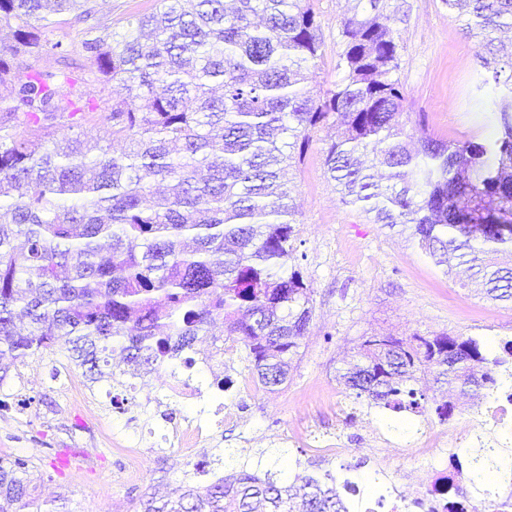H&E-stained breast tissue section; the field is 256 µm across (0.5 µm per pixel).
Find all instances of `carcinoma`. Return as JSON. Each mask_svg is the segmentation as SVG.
<instances>
[{"instance_id": "obj_1", "label": "carcinoma", "mask_w": 512, "mask_h": 512, "mask_svg": "<svg viewBox=\"0 0 512 512\" xmlns=\"http://www.w3.org/2000/svg\"><path fill=\"white\" fill-rule=\"evenodd\" d=\"M94 0H0V380L12 365L59 347L93 377L112 351L137 365L234 336L256 381L274 391L313 316L312 293L288 270L299 221L288 174L311 133L326 131L322 164L339 201L411 231L446 271L464 268L486 294L512 301V61L496 31L512 30V0H443L480 38L482 90L499 96L498 131L481 141L406 138L402 46L391 0H358L342 21L339 82L304 84L323 58L315 0H160L116 37L88 26L79 43L48 40L93 15ZM85 64L55 70L16 62L49 55ZM112 87L97 103L84 87ZM100 110L104 134L77 133ZM121 141L124 149L112 151ZM496 348L471 337H367L338 374L346 390L393 413H418L417 385L485 400L503 386ZM493 448L466 451L448 476L457 495L489 496ZM351 467L291 477L285 453L242 465L199 491L183 481L141 512H354L363 487ZM27 463L0 459V512L33 504Z\"/></svg>"}]
</instances>
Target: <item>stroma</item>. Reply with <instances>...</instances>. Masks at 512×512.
Here are the masks:
<instances>
[{
  "label": "stroma",
  "instance_id": "obj_1",
  "mask_svg": "<svg viewBox=\"0 0 512 512\" xmlns=\"http://www.w3.org/2000/svg\"><path fill=\"white\" fill-rule=\"evenodd\" d=\"M157 0H97L94 23L123 34L131 16L153 11ZM356 0H319L324 57L308 86L337 81L342 50L341 21ZM394 27L402 51L397 76L406 94V131L412 140L424 136L481 140L496 132L489 110L476 104L478 41L463 18L443 0H392ZM322 134H314L297 171L291 172L300 236L292 266L310 284L313 318L294 356L287 381L256 399L228 392L225 403L243 407L246 425L218 427L198 457L171 448L164 437L200 408L169 403L146 404L144 395L158 392L174 365L147 366L140 392L128 393V409L112 406V375L87 379L85 399L73 402L68 376L83 370L66 352L44 350L12 366L0 383V459L27 460L34 498L64 504L67 512H92L98 505L118 512H139L144 494H165L184 479L205 487L211 476L237 470L245 458L278 451L296 460L297 473L360 466L362 474L382 472L383 502L402 488L411 473L434 479L448 466L449 449L419 456L416 448L430 431L485 429L479 406L458 402L450 420L439 421L433 402L420 414H405L407 432L394 430L391 411L354 400L336 379L363 341L372 335L408 336L448 333L498 344L512 340V303L486 299L476 287H462L444 275L407 234L373 223L361 210L342 205L321 162ZM340 399L343 410L332 406ZM311 423L317 434H336L352 447L339 459L314 456L293 441L298 422ZM141 442L147 452L130 468L116 443ZM206 460L208 475L194 473L196 458Z\"/></svg>",
  "mask_w": 512,
  "mask_h": 512
}]
</instances>
